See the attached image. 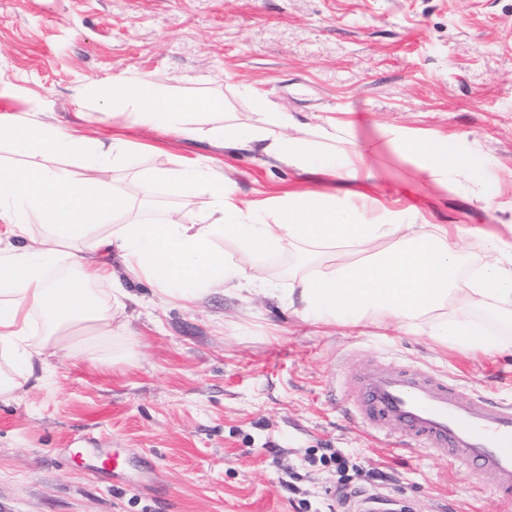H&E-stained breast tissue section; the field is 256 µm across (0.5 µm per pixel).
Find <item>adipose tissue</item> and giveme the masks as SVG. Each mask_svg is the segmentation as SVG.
<instances>
[{
	"label": "adipose tissue",
	"mask_w": 512,
	"mask_h": 512,
	"mask_svg": "<svg viewBox=\"0 0 512 512\" xmlns=\"http://www.w3.org/2000/svg\"><path fill=\"white\" fill-rule=\"evenodd\" d=\"M248 95L255 115L250 122L227 112L223 99L185 100L145 77L113 80L102 104L184 137L257 150L298 170L357 183L379 180L351 121L328 119L313 139L294 135L288 113L256 90ZM194 111L223 114L224 122L203 126L191 121ZM2 136L35 162L0 166V399L17 398L31 382L51 384L54 357L82 354L98 367L128 361L129 351L113 344L126 329L120 312L136 299L128 280L148 282L178 302L243 281L272 296L275 288L260 273L281 259L288 279L284 298L306 322L371 325L484 355L512 352L511 224L502 231L429 224L414 207L391 208L364 192L246 201L222 166L198 157L143 173L140 180L163 186L175 199L205 194L207 211L191 216L172 209L146 220L112 175L115 162L130 151L127 143H91L27 112H1ZM383 139L415 168L408 193L433 188L450 194L456 178L470 176L438 135L395 128ZM90 147L97 158L82 174L48 164L55 155ZM32 214L44 229L38 239L28 228ZM472 236L490 251L479 264L467 263L462 253ZM221 239L235 246V254L218 247ZM100 251L119 256L123 276L96 260Z\"/></svg>",
	"instance_id": "1"
}]
</instances>
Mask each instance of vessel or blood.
Returning <instances> with one entry per match:
<instances>
[{
	"label": "vessel or blood",
	"mask_w": 512,
	"mask_h": 512,
	"mask_svg": "<svg viewBox=\"0 0 512 512\" xmlns=\"http://www.w3.org/2000/svg\"><path fill=\"white\" fill-rule=\"evenodd\" d=\"M336 379L368 434L448 457L473 484L492 476L501 512H512V400L467 397L455 382L388 365Z\"/></svg>",
	"instance_id": "vessel-or-blood-1"
}]
</instances>
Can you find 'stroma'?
Returning <instances> with one entry per match:
<instances>
[{"instance_id":"1","label":"stroma","mask_w":512,"mask_h":512,"mask_svg":"<svg viewBox=\"0 0 512 512\" xmlns=\"http://www.w3.org/2000/svg\"><path fill=\"white\" fill-rule=\"evenodd\" d=\"M122 76L226 97L243 122L253 118L246 85L312 131L347 114L387 175L389 201L414 172L380 129L445 136L493 210L464 188L403 205L432 224H512V0H0V110L123 139L133 151L113 176L131 190L141 172L208 157L231 165L245 200L341 197L346 181L98 108L89 85ZM131 289L152 300L123 314L131 363L65 358L52 386L0 400V512H357L372 495L408 512H500L491 480L473 487L431 450L367 436L336 370L410 365L502 400L512 397L511 353L312 326L245 288L181 305L145 282ZM101 447L118 452L122 472ZM329 449L346 471L321 463ZM372 467L386 480H367Z\"/></svg>"}]
</instances>
